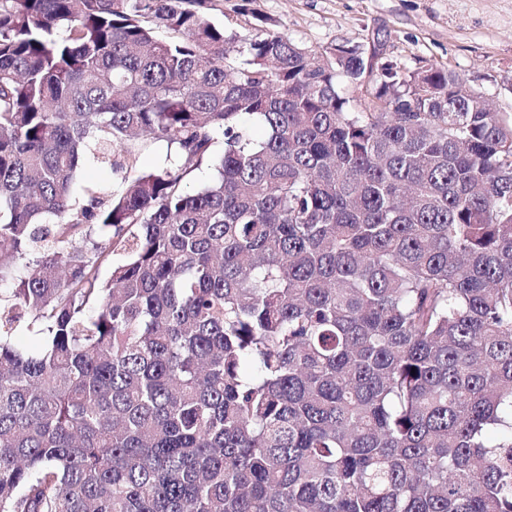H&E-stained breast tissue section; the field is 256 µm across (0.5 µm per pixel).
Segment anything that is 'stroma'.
Masks as SVG:
<instances>
[{
	"label": "stroma",
	"instance_id": "35a3bbf8",
	"mask_svg": "<svg viewBox=\"0 0 512 512\" xmlns=\"http://www.w3.org/2000/svg\"><path fill=\"white\" fill-rule=\"evenodd\" d=\"M275 21L294 42L316 50L379 38L386 60L407 70L430 63L459 74L495 110L512 113V0H210L209 16L243 38L255 15ZM166 144L140 139L135 158L119 156L123 171L85 169L117 186L123 176L160 164Z\"/></svg>",
	"mask_w": 512,
	"mask_h": 512
}]
</instances>
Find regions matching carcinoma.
I'll return each instance as SVG.
<instances>
[{"label":"carcinoma","mask_w":512,"mask_h":512,"mask_svg":"<svg viewBox=\"0 0 512 512\" xmlns=\"http://www.w3.org/2000/svg\"><path fill=\"white\" fill-rule=\"evenodd\" d=\"M206 2L0 0V512H512V113ZM166 154V143L152 139L142 138L138 140V147L136 150V160L126 155L116 156L115 160L123 164L124 169H119L117 172L112 171L109 167L102 169L87 168L84 171L85 177H91L94 181L112 188L121 184L124 176H132L140 168L150 167L152 165L160 164ZM132 166V168H131Z\"/></svg>","instance_id":"obj_1"}]
</instances>
